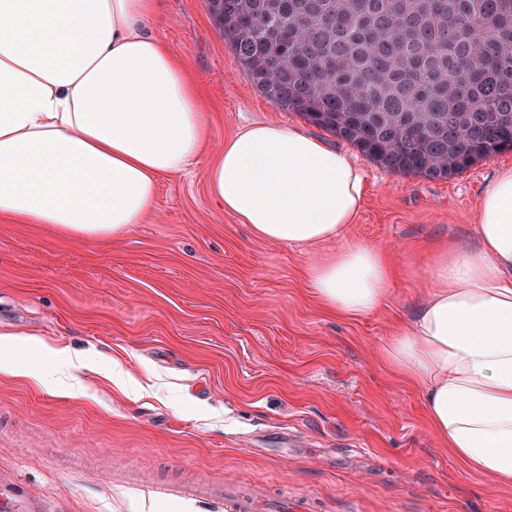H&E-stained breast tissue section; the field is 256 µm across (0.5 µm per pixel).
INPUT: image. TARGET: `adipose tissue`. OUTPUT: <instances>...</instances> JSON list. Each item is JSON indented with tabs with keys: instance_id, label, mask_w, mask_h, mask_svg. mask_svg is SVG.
<instances>
[{
	"instance_id": "ef3b65f1",
	"label": "adipose tissue",
	"mask_w": 512,
	"mask_h": 512,
	"mask_svg": "<svg viewBox=\"0 0 512 512\" xmlns=\"http://www.w3.org/2000/svg\"><path fill=\"white\" fill-rule=\"evenodd\" d=\"M160 0H0V220L78 239L117 237L151 208L161 177L204 151L203 94L146 30ZM214 200L265 240L340 237L363 202L362 169L274 121L225 139L208 169ZM434 286L383 349L423 391L426 420L477 478L512 487V168L477 211L475 243L432 255ZM398 271L348 246L308 278L329 310H378Z\"/></svg>"
}]
</instances>
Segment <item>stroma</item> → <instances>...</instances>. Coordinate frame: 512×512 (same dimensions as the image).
Listing matches in <instances>:
<instances>
[{
    "instance_id": "35a3bbf8",
    "label": "stroma",
    "mask_w": 512,
    "mask_h": 512,
    "mask_svg": "<svg viewBox=\"0 0 512 512\" xmlns=\"http://www.w3.org/2000/svg\"><path fill=\"white\" fill-rule=\"evenodd\" d=\"M151 29L202 84L212 149L280 122L363 169V207L340 239L265 241L215 205L206 155L160 179L116 239L0 222V330L18 335L31 371L0 374V512H225L219 497L159 492L188 481L281 488L311 512H512V488L442 448L420 387L381 362L431 283L432 244L474 243L478 201L512 151L441 181L390 173L266 99L207 0H163ZM353 245L385 249L403 270L363 317L329 311L307 277ZM32 337L84 359L85 396L58 392Z\"/></svg>"
}]
</instances>
